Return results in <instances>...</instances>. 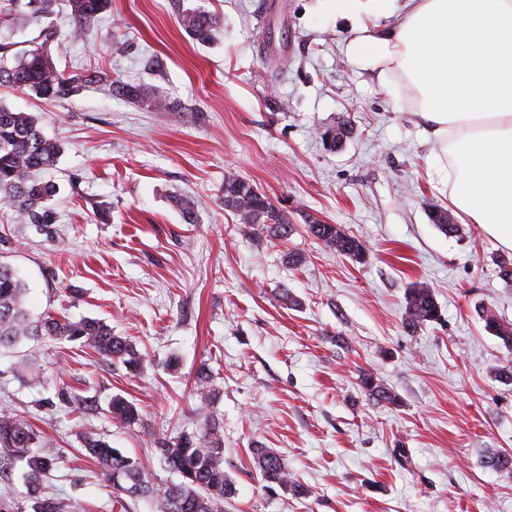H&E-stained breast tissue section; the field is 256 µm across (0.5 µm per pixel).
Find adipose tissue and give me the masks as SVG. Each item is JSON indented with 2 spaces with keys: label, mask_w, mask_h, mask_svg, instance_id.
Instances as JSON below:
<instances>
[{
  "label": "adipose tissue",
  "mask_w": 512,
  "mask_h": 512,
  "mask_svg": "<svg viewBox=\"0 0 512 512\" xmlns=\"http://www.w3.org/2000/svg\"><path fill=\"white\" fill-rule=\"evenodd\" d=\"M349 59L406 97L460 218L512 250V0H337ZM400 14L377 32L370 18Z\"/></svg>",
  "instance_id": "1"
}]
</instances>
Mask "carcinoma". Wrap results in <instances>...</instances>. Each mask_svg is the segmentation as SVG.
<instances>
[{"instance_id": "cac0c4a2", "label": "carcinoma", "mask_w": 512, "mask_h": 512, "mask_svg": "<svg viewBox=\"0 0 512 512\" xmlns=\"http://www.w3.org/2000/svg\"><path fill=\"white\" fill-rule=\"evenodd\" d=\"M108 0H27V20L41 24L56 14V8L65 4L70 21L69 29L41 30L43 42L25 51H12L14 43L0 33V86H9L23 93H32L43 99L75 95L92 82L109 83L113 94L131 102L153 107L159 112L170 109L169 100L159 89L147 83H124L105 75H65L54 63L50 46L61 54L69 39L98 27ZM180 27L201 44L213 42L221 31L219 18L201 8H186L178 19ZM61 153L59 144L48 139L30 112L13 110L0 103V202L10 206L22 224H52L54 213L49 202L56 194V185L40 177V173L55 165ZM219 202L232 212L242 224L244 234L286 241L295 231L288 216L250 180L233 170L224 174ZM184 221L195 223L197 203L189 198H174ZM431 220L446 235L459 231L458 225L448 223V210L435 207ZM307 232L326 246L356 263L366 259L362 241L336 224L312 220ZM27 288L14 269L0 264V349L14 348L28 340L45 337L77 342L97 354L122 363L135 371L143 362V355L123 336L112 333L104 321L83 317L69 318L49 314L40 319L31 318L25 303ZM404 328L414 333L440 317L439 306L432 290L414 285L405 297ZM485 329L512 350V322L503 321L491 310L478 312ZM24 380L30 386L44 384L43 369L37 358L22 361ZM194 386L196 394L207 404H214L220 395L214 384L208 363L199 365ZM358 386L368 397L389 405L398 402L397 395L376 375L363 371ZM112 420L132 429L142 420L137 403L120 395L112 397L108 405ZM160 459L179 476L175 483L156 484L148 480L142 465L135 458L112 447L99 435L90 433L82 439V450L95 460L112 483L113 493L130 498H148L154 512H224V500L235 493L234 482L224 471V432L218 414L204 415L202 426L192 432H181L157 441ZM46 441L21 416L7 410L0 411V461L25 462L24 478L30 497L39 499L44 477L53 468V459L37 452ZM254 468L260 482L270 488L274 485L305 494L297 484L284 459L273 449L261 445L251 449ZM485 465L493 470H511L512 457L491 453Z\"/></svg>"}]
</instances>
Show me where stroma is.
I'll return each mask as SVG.
<instances>
[{"mask_svg":"<svg viewBox=\"0 0 512 512\" xmlns=\"http://www.w3.org/2000/svg\"><path fill=\"white\" fill-rule=\"evenodd\" d=\"M182 5L223 15L216 42L184 32ZM113 36L126 43L118 57ZM352 36L332 0H109L58 68L153 84L171 110L96 85L53 101L0 87V103L36 115L63 147L46 173L59 188L54 223H17L0 203V262L25 280L33 314L105 321L144 356L133 373L52 339L0 352V410L48 440L56 464L44 496L62 512H152L141 498L113 504L81 436L139 458L153 482L172 480L150 438L196 430L203 362L236 489L224 512H512V472L484 464L512 454V384L495 377L512 352L477 314L512 322V284L498 275L512 251L477 225L448 236L432 223L431 205L449 204L432 143L406 102L350 62ZM342 120L353 132L329 148L319 132ZM229 169L287 213L288 241L238 232L218 201ZM176 195L197 202L196 223ZM314 219L361 239L365 262L309 235ZM292 251L301 265L290 266ZM416 284L432 289L441 320L409 333L405 293ZM283 288L293 304L278 300ZM31 349L45 386L18 373ZM363 370L398 405L366 397ZM115 395L139 404L138 429L111 419ZM257 444L280 453L305 495L262 487ZM0 504L34 512L22 464L0 472ZM194 386L196 394L207 402L208 405H213L219 398L220 391L214 384L212 370L208 363H201L196 371Z\"/></svg>","mask_w":512,"mask_h":512,"instance_id":"stroma-1","label":"stroma"}]
</instances>
